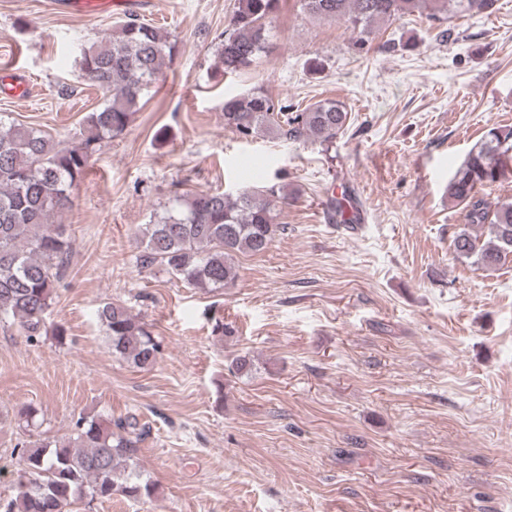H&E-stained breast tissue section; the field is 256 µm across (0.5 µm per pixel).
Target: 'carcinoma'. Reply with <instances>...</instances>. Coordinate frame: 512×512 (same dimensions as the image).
Masks as SVG:
<instances>
[{
    "label": "carcinoma",
    "instance_id": "cac0c4a2",
    "mask_svg": "<svg viewBox=\"0 0 512 512\" xmlns=\"http://www.w3.org/2000/svg\"><path fill=\"white\" fill-rule=\"evenodd\" d=\"M301 14L345 26L355 53H391L409 45L375 42L378 25L409 16L426 18L437 38L454 35L455 18L491 15L498 0H296ZM284 0H235L219 35L215 67L235 77L257 65L272 38ZM178 52L165 29L134 15L94 41L79 59L78 78L102 94L76 132L78 141H59L42 129L0 115V318L17 320L32 342L47 334L46 316L56 283L72 255L67 225L71 193L86 177L102 143L122 135L142 108L145 91ZM351 112L336 99L304 108L289 106L262 88L224 96V127L243 139L257 135L325 146L351 126ZM512 178V126L490 127L448 181V202L461 207L466 223L489 228L486 241L466 231L453 240L454 251L482 268H495L512 255V202L489 203L482 187ZM291 195L278 182L234 192L176 191L153 220L140 227L142 269L155 266L198 289H222L238 276L240 255H259L280 229L277 224ZM331 224H352L360 213L344 188L330 199ZM98 319L113 356L139 369L157 362L159 345L147 325L122 304L103 302ZM256 370L248 353L236 355L229 371L239 378ZM147 435L134 415L116 419L81 417L63 442L34 443L19 451L17 495L0 502V512H70L121 495L149 498L153 483L143 478L137 448Z\"/></svg>",
    "mask_w": 512,
    "mask_h": 512
}]
</instances>
